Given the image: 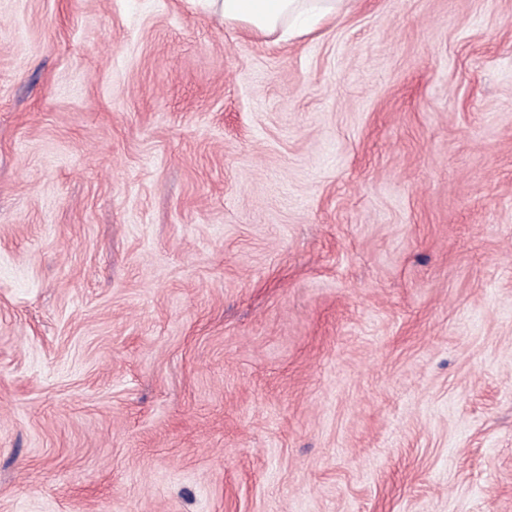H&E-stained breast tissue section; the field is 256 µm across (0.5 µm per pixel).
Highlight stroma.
I'll return each instance as SVG.
<instances>
[{"mask_svg": "<svg viewBox=\"0 0 512 512\" xmlns=\"http://www.w3.org/2000/svg\"><path fill=\"white\" fill-rule=\"evenodd\" d=\"M0 512H512V0H0ZM224 24H236L255 37L288 41L310 22L336 15L340 0H205Z\"/></svg>", "mask_w": 512, "mask_h": 512, "instance_id": "stroma-1", "label": "stroma"}]
</instances>
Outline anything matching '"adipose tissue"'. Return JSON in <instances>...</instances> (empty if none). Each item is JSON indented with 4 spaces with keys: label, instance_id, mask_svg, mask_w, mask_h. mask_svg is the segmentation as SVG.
Returning <instances> with one entry per match:
<instances>
[{
    "label": "adipose tissue",
    "instance_id": "ef3b65f1",
    "mask_svg": "<svg viewBox=\"0 0 512 512\" xmlns=\"http://www.w3.org/2000/svg\"><path fill=\"white\" fill-rule=\"evenodd\" d=\"M340 0H208L228 24L257 37L287 41L305 33L312 22L332 17Z\"/></svg>",
    "mask_w": 512,
    "mask_h": 512
}]
</instances>
